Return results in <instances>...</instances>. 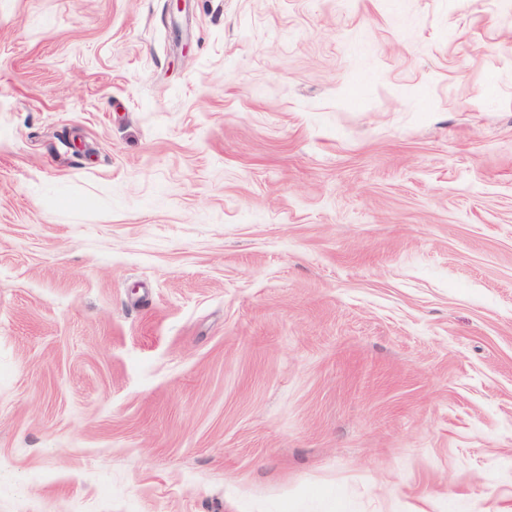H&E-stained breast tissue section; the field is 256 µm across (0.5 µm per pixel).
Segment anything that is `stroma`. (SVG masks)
Instances as JSON below:
<instances>
[{
    "mask_svg": "<svg viewBox=\"0 0 512 512\" xmlns=\"http://www.w3.org/2000/svg\"><path fill=\"white\" fill-rule=\"evenodd\" d=\"M0 512H512V0H0Z\"/></svg>",
    "mask_w": 512,
    "mask_h": 512,
    "instance_id": "stroma-1",
    "label": "stroma"
}]
</instances>
